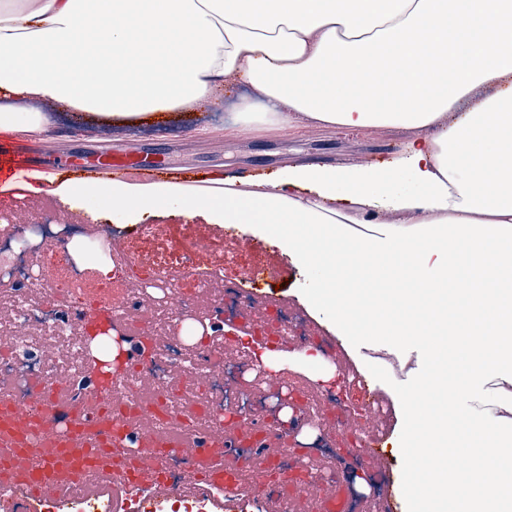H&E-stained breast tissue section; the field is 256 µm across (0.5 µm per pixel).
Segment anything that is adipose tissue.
I'll use <instances>...</instances> for the list:
<instances>
[{"mask_svg": "<svg viewBox=\"0 0 512 512\" xmlns=\"http://www.w3.org/2000/svg\"><path fill=\"white\" fill-rule=\"evenodd\" d=\"M229 137L395 128L389 161L287 164L271 178L213 173L195 195L168 181L64 180L62 201L111 211L204 210L308 266L339 335L444 336L429 347L397 442L407 512H512V418L448 404L512 383V0H0V131L40 136L55 101L107 125L224 106ZM491 96L458 111L473 88ZM401 223H392V215ZM464 471L422 478L423 457ZM499 479L485 480L488 467ZM471 464L470 458L462 453H452L440 461L436 462L431 458L424 461L421 467V472L428 476H433L437 473V470L445 469L448 471H462L468 468Z\"/></svg>", "mask_w": 512, "mask_h": 512, "instance_id": "obj_1", "label": "adipose tissue"}]
</instances>
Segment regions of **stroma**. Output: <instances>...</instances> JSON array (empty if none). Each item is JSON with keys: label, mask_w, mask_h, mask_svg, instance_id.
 I'll return each mask as SVG.
<instances>
[{"label": "stroma", "mask_w": 512, "mask_h": 512, "mask_svg": "<svg viewBox=\"0 0 512 512\" xmlns=\"http://www.w3.org/2000/svg\"><path fill=\"white\" fill-rule=\"evenodd\" d=\"M74 119V113L58 110L47 134L24 140L12 134L0 142V148L8 150L15 144H25L50 172L68 179L85 178L91 154H128L146 165L163 162L170 170V179L180 183L186 179L197 180L216 168L232 174L268 176L292 162L368 165L390 159L410 136L409 131L403 129L313 128L292 129L286 133L270 130L232 138L224 134L223 113L212 111L206 105L189 111L165 112L136 127H110L95 120L83 122L81 130L77 131L73 128ZM201 127L209 128V135H198ZM24 179V174L11 168L0 169V200L5 203L0 209V236L20 227L40 224L50 225L55 232L68 225L108 226L109 220L101 211L88 210L85 204L66 205L52 193L33 194L22 189L20 183ZM142 222L156 225V233L147 238L139 235L137 225L125 224L116 240L121 252L135 260V268H117L109 275L93 270L89 273L90 279L107 286L134 288L138 279L133 276V269L150 272L161 267L179 246L201 237L209 240V252L193 257V265L202 272L206 286L188 297L190 311L186 321L195 324L202 340L225 344L226 358H233L241 345L264 357L268 380L244 389L245 395L258 405L252 418L256 425H268L284 415L276 408L272 397L271 375L287 374L289 386L297 392V400L290 404L284 416L291 424L293 445L301 450L300 462L311 468L315 479L308 492L296 493L289 501L288 512H322L320 491L326 483L320 475L333 465L339 469L345 498L357 512H376L380 506L385 507L386 512H406L408 491L402 476L407 462L398 453L396 443L406 415L402 396L423 375L426 348L396 338L337 335L331 318L316 311L308 301L312 287L309 269L297 264L288 251L244 233L239 225L217 223L202 212L175 217L146 214ZM255 267L274 270L273 281L252 290L245 304L216 316L213 306L225 282L245 283L247 272ZM160 298L157 290L142 296L137 316L119 323V333L135 336L141 327L157 324L162 335H181L184 321H179L174 314L161 318ZM278 310L285 311L292 322L300 324L305 337L268 352L257 337L264 317ZM386 351L401 355L402 373L386 367L381 358ZM324 364L351 383H363L384 407L377 419L362 423L359 434L363 440L379 438L389 458L385 481L380 487H373L362 478L351 454H343L341 461L334 463L329 457L311 451L322 436L336 433L338 429L332 420L334 408L324 398L328 384L317 377ZM173 387L177 392L179 413L169 419L168 429L180 433L182 443L190 445L195 437L184 431L183 426L193 421L207 387L196 384L186 388L178 381Z\"/></svg>", "instance_id": "1"}]
</instances>
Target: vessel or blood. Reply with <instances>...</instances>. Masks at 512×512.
<instances>
[{
	"mask_svg": "<svg viewBox=\"0 0 512 512\" xmlns=\"http://www.w3.org/2000/svg\"><path fill=\"white\" fill-rule=\"evenodd\" d=\"M91 170L96 174L132 172L143 178L150 174L149 168L122 155L100 160ZM82 323L91 335L105 336L114 328L111 310L99 304L83 312ZM151 343L144 332L135 347L123 349L113 359L90 357L89 398L108 399L113 387L125 381L135 351ZM229 422V416L214 417L198 448L186 450L177 439L146 432L137 451L132 452L128 449L130 425L122 414L109 410L90 413L79 402L57 399L53 389L35 381L24 409L8 392L0 391V481L22 487L37 501L58 498L74 481L102 472L116 484L131 481L169 495L177 488L166 480L167 461L170 455L185 452L195 460L201 479L231 491L239 484L240 463H213L224 447V428ZM470 464L465 454L452 453L439 462L426 459L421 470L432 476L440 469L461 471Z\"/></svg>",
	"mask_w": 512,
	"mask_h": 512,
	"instance_id": "b4317fda",
	"label": "vessel or blood"
}]
</instances>
